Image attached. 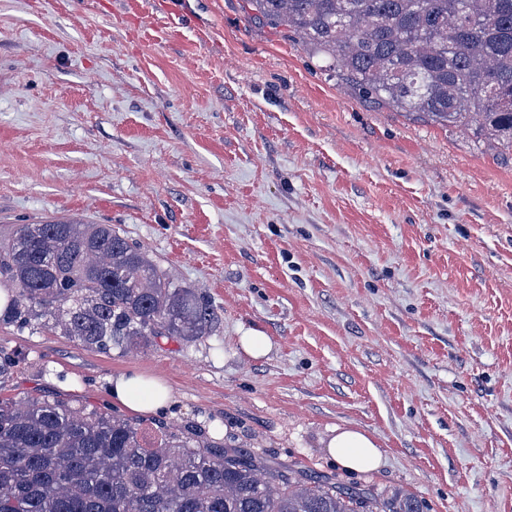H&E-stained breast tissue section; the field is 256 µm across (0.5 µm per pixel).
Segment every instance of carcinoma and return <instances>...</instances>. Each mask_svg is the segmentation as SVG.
Segmentation results:
<instances>
[{"label":"carcinoma","mask_w":512,"mask_h":512,"mask_svg":"<svg viewBox=\"0 0 512 512\" xmlns=\"http://www.w3.org/2000/svg\"><path fill=\"white\" fill-rule=\"evenodd\" d=\"M301 36L341 80L443 126L512 148V0H247ZM0 323L97 351L209 335L215 309L110 224H21L0 243ZM60 397L0 396V512H423L210 440Z\"/></svg>","instance_id":"1"}]
</instances>
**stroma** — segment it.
I'll use <instances>...</instances> for the list:
<instances>
[{"mask_svg":"<svg viewBox=\"0 0 512 512\" xmlns=\"http://www.w3.org/2000/svg\"><path fill=\"white\" fill-rule=\"evenodd\" d=\"M56 220L119 227L219 321L125 353L0 325L9 395L107 407L134 370L172 394L143 431L512 512L511 150L328 77L247 0H0V240ZM337 428L381 466L335 465Z\"/></svg>","mask_w":512,"mask_h":512,"instance_id":"35a3bbf8","label":"stroma"}]
</instances>
